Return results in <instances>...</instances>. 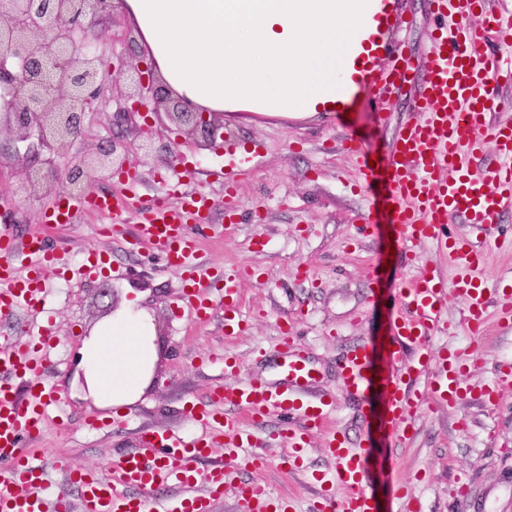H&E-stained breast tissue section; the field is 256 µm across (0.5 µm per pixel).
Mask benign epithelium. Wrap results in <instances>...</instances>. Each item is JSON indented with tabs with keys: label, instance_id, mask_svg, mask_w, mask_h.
<instances>
[{
	"label": "benign epithelium",
	"instance_id": "1",
	"mask_svg": "<svg viewBox=\"0 0 512 512\" xmlns=\"http://www.w3.org/2000/svg\"><path fill=\"white\" fill-rule=\"evenodd\" d=\"M114 10L112 0H0V92L20 101L15 111L0 114V132L8 130L16 142L37 132V145L26 152L45 149L51 154L46 172L40 174L47 195L55 191L58 179L53 157H68L96 116L90 105L107 77L100 68L93 28ZM134 96L135 104L165 114L185 134H201L199 146L225 142L219 114L196 112L168 99L156 81H138ZM100 154L106 158L103 163L84 158L68 166L76 195L129 165L127 145L118 138Z\"/></svg>",
	"mask_w": 512,
	"mask_h": 512
}]
</instances>
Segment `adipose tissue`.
I'll list each match as a JSON object with an SVG mask.
<instances>
[{
  "mask_svg": "<svg viewBox=\"0 0 512 512\" xmlns=\"http://www.w3.org/2000/svg\"><path fill=\"white\" fill-rule=\"evenodd\" d=\"M171 96L200 112L312 119L348 107L377 47L384 0H120ZM154 319L126 301L85 338L82 388L125 412L157 362Z\"/></svg>",
  "mask_w": 512,
  "mask_h": 512,
  "instance_id": "adipose-tissue-1",
  "label": "adipose tissue"
}]
</instances>
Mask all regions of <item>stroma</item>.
I'll return each mask as SVG.
<instances>
[{"label": "stroma", "instance_id": "stroma-1", "mask_svg": "<svg viewBox=\"0 0 512 512\" xmlns=\"http://www.w3.org/2000/svg\"><path fill=\"white\" fill-rule=\"evenodd\" d=\"M391 15L384 50L401 52L405 82L384 105L362 90L351 113L341 117L295 120L225 113L229 145L259 154L258 164L234 169L237 194L232 200H225L224 185L214 176L224 166V150L198 148L193 137L179 130L158 129L150 149L130 157L143 197L166 196L178 182L212 199L215 225L196 230L200 252L211 266L258 270L257 279L243 284L242 311L251 325L237 337H225L220 320L194 319L182 300L181 272L165 266L151 246H135L113 235L109 219L86 214L66 226L45 227L43 214L52 197L28 181L13 139L0 138V195L9 199L0 206V222L13 226L22 239L43 236L68 265H79L91 250L105 256L109 265L108 272L79 281L51 279L43 315L22 313L0 321V336H18L24 327L37 330L43 319L60 339L49 372L59 400L32 443L36 457L51 467L52 487L65 482L63 473L52 467L57 457H67L76 469H104L134 447L144 430L195 436L199 428L185 414V405L207 403L213 387L224 381L212 355H234L241 376L275 379L269 357L285 325L292 327L317 370L316 393L336 398L329 429L350 440L365 435L358 402L341 389L338 365L358 343L386 335L389 292L414 275L415 264L392 253L393 228L380 190L362 185L357 160L347 146L357 143L377 159L391 152L413 110L414 88L434 27L429 0H392ZM128 27L117 12L96 29L95 46L109 85L95 103L98 118L77 141L76 152L95 154L119 132L125 142L140 141L142 117L133 116L120 130L112 124L113 112L131 104L133 86L119 69L127 54ZM228 206L237 218L224 229L220 223ZM258 235L265 245L255 251L250 242ZM302 264L311 267V280L294 277V269ZM373 264L380 265L385 276V291L378 296L367 279ZM109 287L117 288L119 300L138 299L164 327L156 340L154 381L117 419L105 418L103 409L71 387L84 338L109 313L110 298L99 294ZM462 316V302L450 297L446 318L453 331L436 336L434 344L450 350L472 348L469 391L454 408L421 407L410 437L402 442L390 446L374 437L368 487L378 512H512V386L502 389L496 406L480 398L499 365L512 360V329L502 327L493 305L481 335H471ZM282 424L273 417L256 427L268 464L262 470L239 469L236 481L262 485L272 496L292 498L296 512H310L316 490L307 473H286L279 466L280 446L271 436ZM392 477L410 483L411 498L394 499L388 483Z\"/></svg>", "mask_w": 512, "mask_h": 512}]
</instances>
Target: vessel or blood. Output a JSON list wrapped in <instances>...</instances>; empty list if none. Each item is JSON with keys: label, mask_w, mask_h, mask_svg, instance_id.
Here are the masks:
<instances>
[{"label": "vessel or blood", "mask_w": 512, "mask_h": 512, "mask_svg": "<svg viewBox=\"0 0 512 512\" xmlns=\"http://www.w3.org/2000/svg\"><path fill=\"white\" fill-rule=\"evenodd\" d=\"M440 20L430 40V52L419 85L416 106L393 147L392 157L377 166L360 161L366 181L382 183L393 207L394 229L403 244H428L448 254L462 273L454 291H447L436 271L422 267L390 298L389 335L380 348L361 343L343 359V391L356 399L372 390L385 397L384 430L389 440L406 437L419 408L429 395L453 403L464 391L469 368L463 353L433 355L432 337L444 328L449 296L464 304L471 333H479L488 302H496L512 325V288L488 289L480 273L491 249H512V236L500 228L512 215V122L493 120L499 92L512 86V11L492 8L490 0H430ZM495 38L500 56L481 53ZM403 78L398 62L371 68L367 87L386 100ZM495 145L494 164L484 171L475 161L484 155L485 141ZM122 195L92 193L80 198L58 197L43 215L45 226L68 223L71 215L90 212L123 221L126 212L138 217L135 241L152 245L168 266L184 276L186 305L196 320L221 318L225 336L237 335L243 324V277L212 271L202 259L194 234L210 223L213 205L195 191L173 186L166 201L145 200L137 193L134 173L120 176ZM464 216L469 232L452 235L449 220ZM60 256L43 238L20 241L10 228L0 227V320L19 311L43 308L50 274L61 273ZM55 338L50 330L25 342L0 343V512H213L215 503L232 487L235 460L256 467L265 459L253 452L252 425L270 415L294 420L285 429L287 443L280 465L289 471L304 468L307 436L325 426L336 408L335 398L308 395L313 368L291 336H283L274 382L245 378L216 387L207 406L190 405L189 415L200 434L185 440L172 434L142 433L107 470H74L69 481L80 491L72 501L65 490L44 495L47 469L34 462L26 448L43 431L47 408L55 393L47 381L48 355ZM387 369L378 372L376 353ZM223 448L228 465L203 471L200 459ZM326 453L335 459L331 478L313 476L317 497L312 512H377L366 488L371 453L362 445L347 447L330 435ZM345 496L335 502L333 490ZM174 495L159 496V489ZM249 512H295L290 499L273 497L259 485L239 490Z\"/></svg>", "instance_id": "1"}]
</instances>
